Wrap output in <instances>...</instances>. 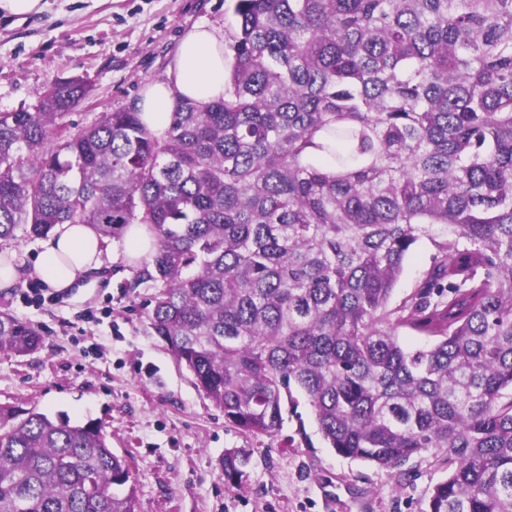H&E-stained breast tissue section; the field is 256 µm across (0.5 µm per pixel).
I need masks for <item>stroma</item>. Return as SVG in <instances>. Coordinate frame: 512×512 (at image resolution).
<instances>
[{"instance_id": "stroma-1", "label": "stroma", "mask_w": 512, "mask_h": 512, "mask_svg": "<svg viewBox=\"0 0 512 512\" xmlns=\"http://www.w3.org/2000/svg\"><path fill=\"white\" fill-rule=\"evenodd\" d=\"M202 21L237 28L230 0H42L25 16L0 10V112L37 111L51 85L69 78L89 90L68 116L75 128L132 107ZM108 243L100 274L58 302L28 301L29 277L0 289V313L43 338L27 356L0 352V403L101 423L110 448L130 462L138 512H424L429 490L448 475L443 460L414 457L394 472L339 456L303 395L284 404L276 435L227 423L151 328L155 289L132 287L123 239ZM435 254L430 240L418 242L391 306L419 288ZM232 448L250 457L239 486L224 480Z\"/></svg>"}]
</instances>
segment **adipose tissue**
Here are the masks:
<instances>
[{
	"label": "adipose tissue",
	"instance_id": "obj_1",
	"mask_svg": "<svg viewBox=\"0 0 512 512\" xmlns=\"http://www.w3.org/2000/svg\"><path fill=\"white\" fill-rule=\"evenodd\" d=\"M228 67L223 29L195 25L181 38L164 76L141 89L135 110L142 123L153 136L165 138L178 101L207 104L223 97ZM105 244L93 225H59L33 260L30 273L49 288L65 291L101 268Z\"/></svg>",
	"mask_w": 512,
	"mask_h": 512
}]
</instances>
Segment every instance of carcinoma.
I'll return each mask as SVG.
<instances>
[{"mask_svg": "<svg viewBox=\"0 0 512 512\" xmlns=\"http://www.w3.org/2000/svg\"><path fill=\"white\" fill-rule=\"evenodd\" d=\"M224 97L76 132L60 81L0 112V241L145 224L151 326L224 418L302 391L337 454L448 463L425 512H512V0H234ZM438 251L388 308L414 246ZM410 328L429 344L403 346ZM39 332L0 313V352ZM247 459L224 452L239 485ZM0 512H138L96 422L0 403Z\"/></svg>", "mask_w": 512, "mask_h": 512, "instance_id": "1", "label": "carcinoma"}]
</instances>
